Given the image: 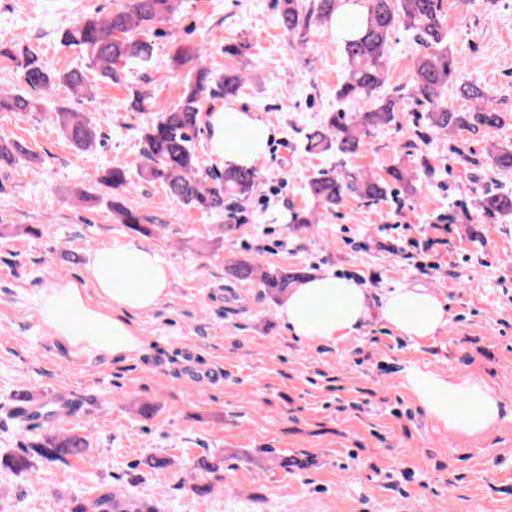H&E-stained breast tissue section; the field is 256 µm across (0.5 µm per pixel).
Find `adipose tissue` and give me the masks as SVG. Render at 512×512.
<instances>
[{"label": "adipose tissue", "mask_w": 512, "mask_h": 512, "mask_svg": "<svg viewBox=\"0 0 512 512\" xmlns=\"http://www.w3.org/2000/svg\"><path fill=\"white\" fill-rule=\"evenodd\" d=\"M209 147L228 168H250L267 152L268 125L251 113L227 106L208 116ZM231 128L245 138L227 137ZM169 272L150 248L124 245L97 250L83 275L53 283L40 301V316L63 343L75 350L121 359L143 345L134 315L159 306L168 295ZM365 288L330 275L305 279L290 289L281 309L292 336L338 343L357 332L370 313ZM381 317L409 339L433 336L444 325L446 308L423 288H399L387 295ZM404 380L426 413L454 435L474 436L494 426L501 406L485 382L405 368Z\"/></svg>", "instance_id": "1"}]
</instances>
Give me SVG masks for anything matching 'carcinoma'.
Here are the masks:
<instances>
[{"label": "carcinoma", "instance_id": "1", "mask_svg": "<svg viewBox=\"0 0 512 512\" xmlns=\"http://www.w3.org/2000/svg\"><path fill=\"white\" fill-rule=\"evenodd\" d=\"M184 7V0H120L105 18L83 16L62 32L63 44L84 53L88 67L109 84L122 82L132 69H145L153 60L154 44L149 34L155 27L173 18ZM339 0H276L280 28L284 36L300 46L311 42L321 25L331 21ZM401 28L411 34L419 47L413 60V83L408 93L416 105L423 107L434 130L447 134L466 131L473 136L481 130L503 123L504 114L481 86L464 82L460 73L465 60L448 43L441 0H366L365 12L343 40L348 72L336 91L337 98L352 105L351 111L329 112L321 126L306 134L305 151L310 154L332 152L340 159L336 169L311 177L305 191L312 205L332 213L344 197L356 196L379 201L401 188L415 192L409 171L401 166L386 170V175H363L347 169L346 160L361 153L371 129L397 121L399 101L383 91L393 32ZM224 57L235 66L212 69L203 59L204 46L180 44L171 57L176 68L190 66L188 81L177 103L155 106L141 90L130 92L131 107L150 112L141 127L140 143L143 163L137 169L139 180L159 183L168 196L188 212L222 215L229 200L249 198L256 186L255 169H226L202 172L194 140L206 101L214 98H238L249 84L248 54L244 42L224 44ZM20 79L27 91L8 93L0 90V111L27 114L37 112L42 101L58 85L93 101L95 94L83 67L65 72L43 68L37 56L25 51L15 58ZM473 103L466 111L458 110L448 100V85ZM56 120L65 138L79 151L93 149L101 138L97 128L83 113L65 107L55 109ZM489 160L501 170H512V144H491ZM35 155L17 140L0 134V165L29 162ZM98 185L111 196L109 207L115 220L129 231L154 236L162 225L147 223L140 210L124 202L134 181L123 166L103 170ZM477 210L500 218H512V194H487L478 199ZM291 223L308 228L314 223L312 209L304 206L291 211ZM225 275L235 281L257 283L274 300L288 294L305 272L300 269L270 268L249 255L235 256L225 262ZM85 441L78 436L46 435L31 442L30 451L50 462H64L79 456ZM95 512H141L122 501L119 492H106L93 501Z\"/></svg>", "mask_w": 512, "mask_h": 512}]
</instances>
